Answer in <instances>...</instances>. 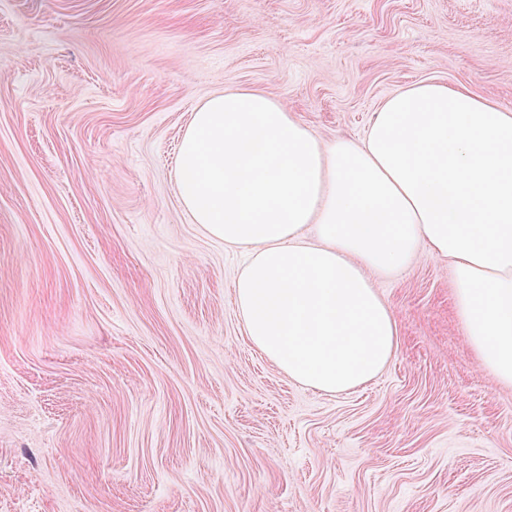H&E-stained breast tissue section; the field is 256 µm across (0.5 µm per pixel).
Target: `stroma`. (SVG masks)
I'll use <instances>...</instances> for the list:
<instances>
[{"label": "stroma", "instance_id": "1", "mask_svg": "<svg viewBox=\"0 0 512 512\" xmlns=\"http://www.w3.org/2000/svg\"><path fill=\"white\" fill-rule=\"evenodd\" d=\"M427 79L512 109V0H0V512H512V385L448 261L377 278L399 345L322 394L251 344L243 255L178 195L212 95L357 141Z\"/></svg>", "mask_w": 512, "mask_h": 512}]
</instances>
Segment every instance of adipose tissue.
<instances>
[{
  "label": "adipose tissue",
  "instance_id": "1",
  "mask_svg": "<svg viewBox=\"0 0 512 512\" xmlns=\"http://www.w3.org/2000/svg\"><path fill=\"white\" fill-rule=\"evenodd\" d=\"M178 171L194 223L244 251L245 333L291 380L339 394L375 378L399 330L373 278L424 248L453 268L479 368L512 384V111L424 80L386 97L360 141H325L236 89L195 109Z\"/></svg>",
  "mask_w": 512,
  "mask_h": 512
}]
</instances>
